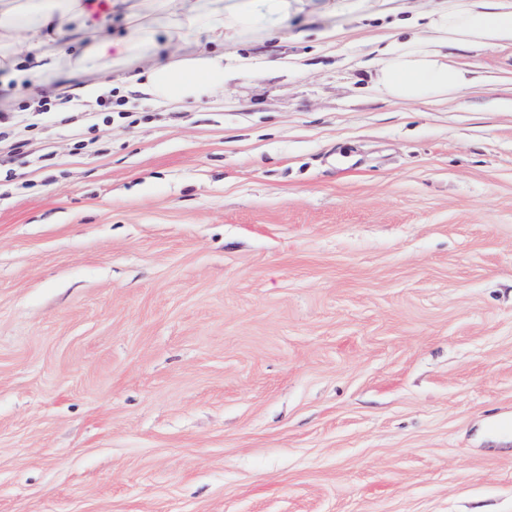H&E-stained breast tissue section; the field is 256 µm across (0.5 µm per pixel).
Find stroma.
Segmentation results:
<instances>
[{"label": "stroma", "instance_id": "1", "mask_svg": "<svg viewBox=\"0 0 512 512\" xmlns=\"http://www.w3.org/2000/svg\"><path fill=\"white\" fill-rule=\"evenodd\" d=\"M447 5L308 0L194 104L0 71V512H512V46L369 88Z\"/></svg>", "mask_w": 512, "mask_h": 512}]
</instances>
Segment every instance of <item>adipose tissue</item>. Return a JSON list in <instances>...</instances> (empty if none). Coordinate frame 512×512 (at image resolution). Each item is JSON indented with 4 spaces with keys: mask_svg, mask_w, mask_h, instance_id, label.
<instances>
[{
    "mask_svg": "<svg viewBox=\"0 0 512 512\" xmlns=\"http://www.w3.org/2000/svg\"><path fill=\"white\" fill-rule=\"evenodd\" d=\"M291 0H0V66L14 68L19 44L41 46L48 36L70 42L72 52L38 67L40 75L60 70L94 72L153 57L142 72L141 89L165 101H198L224 88L225 41L263 31L277 35ZM123 10L127 33L119 40L99 35L102 21ZM430 25L434 38L395 37L379 51L371 86L398 102L442 101L480 83L458 62L457 49L512 45V8L501 0H450ZM182 52L159 60L161 43Z\"/></svg>",
    "mask_w": 512,
    "mask_h": 512,
    "instance_id": "obj_1",
    "label": "adipose tissue"
}]
</instances>
